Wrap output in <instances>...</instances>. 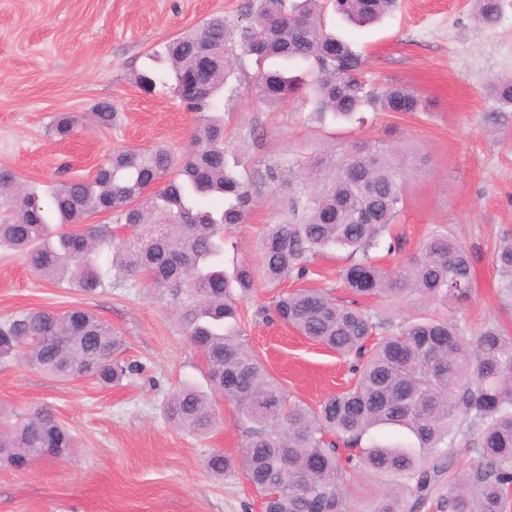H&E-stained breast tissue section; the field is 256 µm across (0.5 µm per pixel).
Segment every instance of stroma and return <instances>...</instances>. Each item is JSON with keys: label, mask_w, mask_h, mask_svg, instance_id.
<instances>
[{"label": "stroma", "mask_w": 512, "mask_h": 512, "mask_svg": "<svg viewBox=\"0 0 512 512\" xmlns=\"http://www.w3.org/2000/svg\"><path fill=\"white\" fill-rule=\"evenodd\" d=\"M248 0H0V165L38 188L89 177L113 151L162 145L184 148L196 116L184 111L163 83L142 87L146 69L163 75L154 59L171 38L220 16L245 25ZM328 27L365 59L375 85L406 84L427 101L423 112H367L362 122L319 120L304 97L274 106L252 95L254 71L237 72L226 119V146L244 164L252 202L244 223L224 235V266L257 263L258 237L281 215L288 182H260L258 172L287 166L298 155L357 138L401 147L405 208L394 226L400 246L373 254L394 268L416 253L437 225L467 247L474 267L471 298L452 312L467 331L500 321L512 329V295L495 262L512 237V120L485 124L496 102L484 92L512 76V0H501L498 23L478 27L473 0H401L377 25L358 27L325 14ZM101 102L118 113L101 128L88 115ZM75 113L84 121L64 139L53 118ZM346 252L315 257L292 289L337 287ZM281 287V288H282ZM279 290V289H278ZM278 290L257 285L241 306V339L291 399L317 405L351 384L350 363L279 322L267 321ZM89 310L123 336V359L137 372L104 387L89 378L45 377L18 361L0 368V407L23 412L47 405L77 441L65 460L18 471L0 466V512H261V500L242 475L210 472L212 450L238 455L244 433L233 407L220 402V423L200 438L177 428L163 412L180 384L210 388L202 355L191 345L163 291L110 288L86 295L43 280L18 254L0 250V318L21 309Z\"/></svg>", "instance_id": "stroma-1"}]
</instances>
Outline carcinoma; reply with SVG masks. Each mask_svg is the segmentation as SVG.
Here are the masks:
<instances>
[{
	"mask_svg": "<svg viewBox=\"0 0 512 512\" xmlns=\"http://www.w3.org/2000/svg\"><path fill=\"white\" fill-rule=\"evenodd\" d=\"M476 21L494 26L500 0H474ZM358 24L394 12L398 0H255L249 22L236 30L222 18L164 47L167 80L180 94L190 74L185 108L198 115L181 151L144 147L115 151L89 179L52 187L50 207L17 174L0 166V245L21 253L38 276L84 294L138 282L164 289L177 303L192 345L208 370L210 393L184 384L165 402L167 418L193 435L218 424L217 399L234 406L245 441L240 456L213 451L216 475L243 473L263 501V512H351L347 472L382 476L392 485L371 512L417 507L451 470L453 449L476 450L473 468L448 476L446 512H508L512 497V334L487 323L473 336L447 316L426 314L396 328L363 305L366 299L416 294L443 307L470 298L471 254L448 231L435 228L420 251L397 271L379 266L369 250L396 223L404 203L401 150L359 138L341 148L299 156L296 192L282 200L280 219L257 241L260 261L224 271V231L244 222L248 183L224 147L221 97L233 96L230 77L241 56L256 67L255 98L275 106L310 94L319 116L350 120L374 112H421L424 101L398 84L377 88L362 80L365 58L327 30L326 7ZM311 62V84L288 72ZM498 107L484 120L500 125L512 110V79L490 84ZM108 128L109 102L90 113ZM81 117L54 118L55 135H69ZM57 223L51 224L48 212ZM116 216L117 226L89 224ZM331 249L358 256L340 270L351 296L296 288L275 297L271 313L316 344L354 359V383L312 408L288 399L257 355L237 338L239 305L261 282L309 275L311 259ZM497 262L512 274V239ZM122 337L90 311L25 309L0 321V365L21 359L59 381L88 376L103 386L134 374L121 359ZM381 426L403 431L407 445L371 438ZM75 440L47 407L14 414L0 409V464L24 469L74 452Z\"/></svg>",
	"mask_w": 512,
	"mask_h": 512,
	"instance_id": "carcinoma-1",
	"label": "carcinoma"
}]
</instances>
